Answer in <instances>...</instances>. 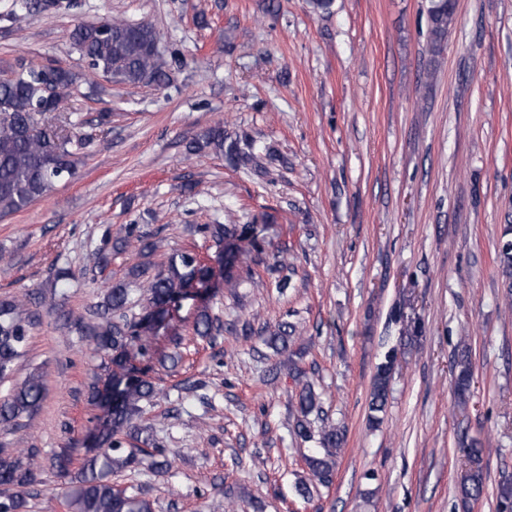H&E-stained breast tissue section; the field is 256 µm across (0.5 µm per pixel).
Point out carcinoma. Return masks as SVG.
Listing matches in <instances>:
<instances>
[{"instance_id": "carcinoma-1", "label": "carcinoma", "mask_w": 512, "mask_h": 512, "mask_svg": "<svg viewBox=\"0 0 512 512\" xmlns=\"http://www.w3.org/2000/svg\"><path fill=\"white\" fill-rule=\"evenodd\" d=\"M455 11L454 0H430L428 15L434 45H441L448 33ZM160 37L149 23H129L111 19L79 22L69 33L72 48L85 61L88 75L105 81L136 86L146 81L163 84L169 80L168 64L161 53L148 51V43ZM70 71L52 65L31 62L17 67L13 75L0 81V217L17 213L46 197L55 185L76 172V156L86 142L73 138L65 126L46 123L42 116L58 112L76 85ZM210 148L232 157L245 155L237 143L224 146V126L214 125L189 145L192 153ZM127 228V236L96 254V265L103 270L112 261V253L133 243L144 256L152 255L161 240L147 233ZM203 233L213 242L210 257L191 250L173 253L155 273L150 267L131 268L128 279L106 290L89 316H80L74 328L93 337L94 350L108 358V379L90 386L89 401L107 411L89 436L85 452L76 447L58 456L60 475L68 478L64 493L68 512H154L153 503L143 490L121 486L112 477L126 471L146 468L165 473L170 462L164 452L153 446L148 428L142 426L144 408L159 394L155 383L132 364L137 355L148 353L151 336L166 318L171 305L187 298L195 284L211 280L215 260L224 271V283L236 288L243 283H262L258 270L264 264L256 255L246 262L239 241L245 231L237 224H207ZM502 274L512 288V241L502 243L497 253ZM141 285L146 306L140 317H129L130 296ZM36 312L30 301L13 297L0 300V384L10 379L15 361L23 356ZM221 330L218 318L205 307L197 309L194 335L206 338ZM396 361L391 352L378 367L372 384L371 411L381 412L386 404ZM472 372L467 360L458 363L455 387L460 396L470 389ZM46 397L43 373L35 370L0 400V429L22 425ZM322 409L310 387L299 396L296 435L313 438L308 416ZM345 442L341 426L325 423L318 429L319 447L305 457L314 480L323 487L332 484L337 459ZM41 463L37 451L28 450L26 460L0 453V512H26L30 488L40 482ZM482 469L469 467L460 478L464 501L478 500L483 493ZM497 509L512 508V481L500 484Z\"/></svg>"}]
</instances>
